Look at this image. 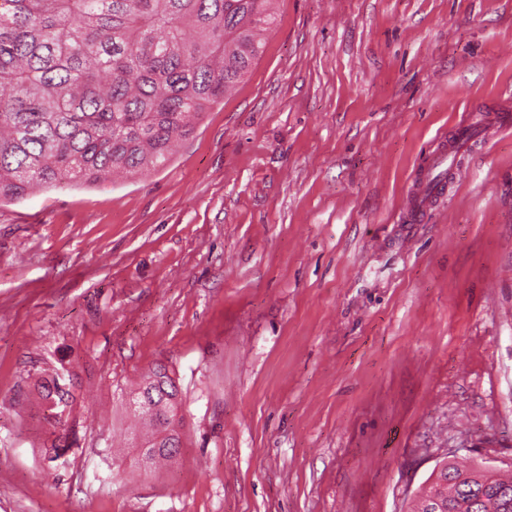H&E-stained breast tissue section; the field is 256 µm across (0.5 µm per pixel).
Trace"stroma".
Listing matches in <instances>:
<instances>
[{"mask_svg": "<svg viewBox=\"0 0 512 512\" xmlns=\"http://www.w3.org/2000/svg\"><path fill=\"white\" fill-rule=\"evenodd\" d=\"M163 168L0 203V512H412L512 477V128L400 222L465 114L512 108V0H275ZM76 361L57 462L37 381ZM183 444L137 464L154 363ZM448 160V141H445L440 149L429 155L423 174L412 182L405 206L408 224L420 222L446 195V182L439 180V175H434L438 169L448 165Z\"/></svg>", "mask_w": 512, "mask_h": 512, "instance_id": "1", "label": "stroma"}]
</instances>
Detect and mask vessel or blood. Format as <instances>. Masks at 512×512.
Masks as SVG:
<instances>
[{
  "label": "vessel or blood",
  "instance_id": "b4317fda",
  "mask_svg": "<svg viewBox=\"0 0 512 512\" xmlns=\"http://www.w3.org/2000/svg\"><path fill=\"white\" fill-rule=\"evenodd\" d=\"M512 127V114L498 110L489 111L480 117L460 122L455 130L451 147L440 148L429 155L423 174L410 187L405 214L409 223L420 222L446 194L447 184L439 180L436 172L447 166L450 151L467 148L478 137H488L494 132Z\"/></svg>",
  "mask_w": 512,
  "mask_h": 512
}]
</instances>
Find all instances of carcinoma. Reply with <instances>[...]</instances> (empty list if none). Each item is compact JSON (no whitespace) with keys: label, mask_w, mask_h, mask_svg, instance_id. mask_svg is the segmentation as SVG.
Wrapping results in <instances>:
<instances>
[{"label":"carcinoma","mask_w":512,"mask_h":512,"mask_svg":"<svg viewBox=\"0 0 512 512\" xmlns=\"http://www.w3.org/2000/svg\"><path fill=\"white\" fill-rule=\"evenodd\" d=\"M272 0H0V200L94 184L164 165L205 112L261 56ZM58 373L41 378L52 409L48 459L72 448L77 397ZM130 409L152 427L141 448L150 465L181 445L179 386L167 365L140 387ZM448 503L460 512H512V479L467 475L448 465Z\"/></svg>","instance_id":"1"}]
</instances>
